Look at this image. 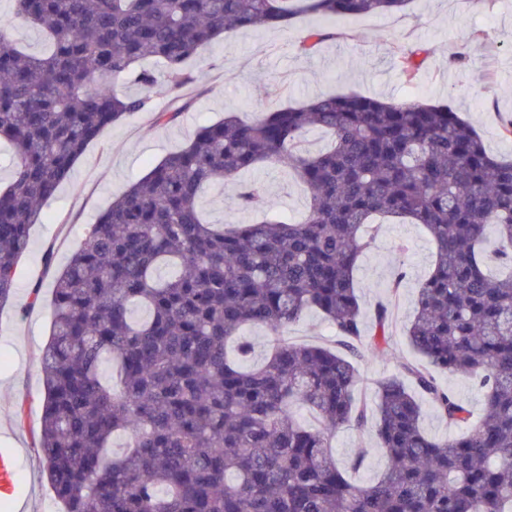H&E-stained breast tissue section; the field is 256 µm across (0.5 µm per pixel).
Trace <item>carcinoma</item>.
Wrapping results in <instances>:
<instances>
[{
	"mask_svg": "<svg viewBox=\"0 0 512 512\" xmlns=\"http://www.w3.org/2000/svg\"><path fill=\"white\" fill-rule=\"evenodd\" d=\"M13 2L12 17H0V142L13 149L0 186V308L32 225L87 146L129 116L169 125L191 107L188 59L222 35L283 26L301 12L342 19L408 0ZM15 19L45 36L48 53L6 39ZM329 37L311 30L298 50ZM415 56L399 57L410 80ZM146 60L162 63L163 81L136 71ZM132 75L142 92L117 91ZM159 95L180 106L156 109ZM311 128L331 135L327 150L305 151ZM265 162L306 187L305 218H283L250 183L238 201L259 221L209 222L204 190ZM380 218L423 225L435 252L407 330L421 362L378 380L371 409L354 399L363 382L354 358L364 356L354 273L371 244L366 225ZM52 295L38 443L64 512H512V158L491 154L446 104L321 94L250 124L227 115L204 125L112 201L55 272ZM310 309L346 353L281 342L246 368L242 343L238 359L228 357L243 325L280 335ZM437 370L478 380V418ZM408 379L459 432L423 430ZM296 406L314 410L319 427L300 424ZM372 413L386 464L359 485L329 437L364 428ZM117 435L128 439L119 456Z\"/></svg>",
	"mask_w": 512,
	"mask_h": 512,
	"instance_id": "obj_1",
	"label": "carcinoma"
}]
</instances>
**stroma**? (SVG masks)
Instances as JSON below:
<instances>
[{"label":"stroma","instance_id":"obj_1","mask_svg":"<svg viewBox=\"0 0 512 512\" xmlns=\"http://www.w3.org/2000/svg\"><path fill=\"white\" fill-rule=\"evenodd\" d=\"M329 32L317 53L305 55L297 42L305 31ZM416 49L421 65L414 79L398 67L402 52ZM196 97L189 111L165 127L149 116L127 117L91 143L70 176L43 208V221L31 231L30 249L9 304L0 309V448L19 450L17 488L0 500V512H62L43 474L37 446L44 394L40 355L51 321L53 277L42 256L54 249L63 266L85 241L89 226L113 198L144 177L151 166L181 149L200 125L235 111L247 121L280 106H296L325 93L356 92L389 99L416 97L453 107L473 122L488 150L512 155V138L503 126L512 121V0H411L401 11L328 21L309 14L288 26L247 29L201 51L188 64ZM267 190L276 210L291 219L307 211L308 192L282 168L266 163L241 174ZM239 183L209 189L202 206L210 222L252 223L237 205ZM433 244L422 225H381L355 273L364 312L363 343L374 339L377 305L390 310L388 343L383 351L357 362L365 382L358 399L374 398L373 383L396 372L413 357L406 332L417 288L432 268ZM41 283V300L28 304V290ZM25 423L17 425V408ZM373 427L338 429L331 451L352 463L361 449L369 455L353 473L356 483L371 481L383 460L373 453Z\"/></svg>","mask_w":512,"mask_h":512}]
</instances>
